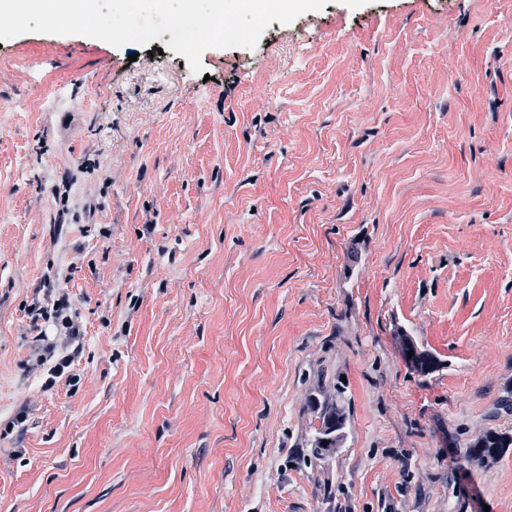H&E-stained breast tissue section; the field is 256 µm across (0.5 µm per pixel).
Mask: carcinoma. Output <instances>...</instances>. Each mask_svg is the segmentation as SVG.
<instances>
[{
	"label": "carcinoma",
	"instance_id": "obj_1",
	"mask_svg": "<svg viewBox=\"0 0 512 512\" xmlns=\"http://www.w3.org/2000/svg\"><path fill=\"white\" fill-rule=\"evenodd\" d=\"M346 389L341 374L325 369L318 372L306 402L312 424L296 444L297 451L291 457L295 467H318L336 456V448L343 447L351 416ZM511 447L512 430L488 429L468 442L465 458L471 464L483 465L488 457L499 458Z\"/></svg>",
	"mask_w": 512,
	"mask_h": 512
}]
</instances>
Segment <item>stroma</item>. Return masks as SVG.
<instances>
[{
	"instance_id": "obj_1",
	"label": "stroma",
	"mask_w": 512,
	"mask_h": 512,
	"mask_svg": "<svg viewBox=\"0 0 512 512\" xmlns=\"http://www.w3.org/2000/svg\"><path fill=\"white\" fill-rule=\"evenodd\" d=\"M201 61L0 41V512H512V448L464 457L512 428V0H329ZM50 265L84 347L44 391ZM323 367L348 437L285 467ZM511 447L512 430L488 429L468 442L465 458L468 463L483 465L488 457L495 456L498 459L506 448Z\"/></svg>"
}]
</instances>
